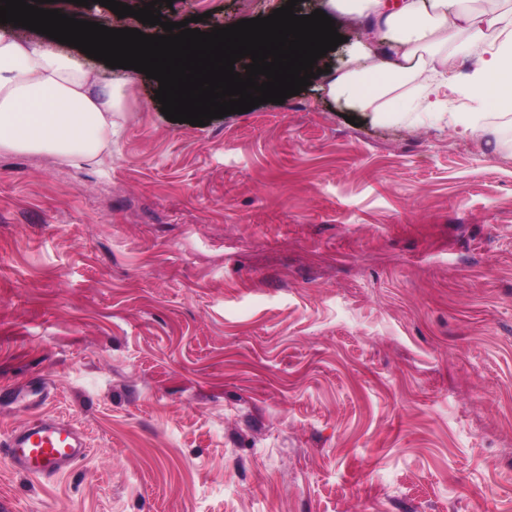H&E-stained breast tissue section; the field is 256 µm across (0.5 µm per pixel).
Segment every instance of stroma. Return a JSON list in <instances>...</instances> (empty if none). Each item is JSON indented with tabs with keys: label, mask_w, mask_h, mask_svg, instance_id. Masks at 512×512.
Wrapping results in <instances>:
<instances>
[{
	"label": "stroma",
	"mask_w": 512,
	"mask_h": 512,
	"mask_svg": "<svg viewBox=\"0 0 512 512\" xmlns=\"http://www.w3.org/2000/svg\"><path fill=\"white\" fill-rule=\"evenodd\" d=\"M287 0H173L208 32ZM129 78L99 163L0 152V512H512V120L320 91L193 126ZM356 123H348V116ZM0 454L13 468L31 476L60 472L87 455L84 435L71 423L49 416H36L4 441Z\"/></svg>",
	"instance_id": "1"
}]
</instances>
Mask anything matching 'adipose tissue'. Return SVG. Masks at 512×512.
Instances as JSON below:
<instances>
[{"label":"adipose tissue","mask_w":512,"mask_h":512,"mask_svg":"<svg viewBox=\"0 0 512 512\" xmlns=\"http://www.w3.org/2000/svg\"><path fill=\"white\" fill-rule=\"evenodd\" d=\"M364 20L384 57L365 46L330 95L379 119L438 114L455 92L477 108L512 111V0H328ZM472 60L466 77L457 58ZM125 80L98 82L85 62L53 46L21 41L0 26V151L90 161L112 144L125 111Z\"/></svg>","instance_id":"adipose-tissue-1"}]
</instances>
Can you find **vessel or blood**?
Wrapping results in <instances>:
<instances>
[{"label":"vessel or blood","instance_id":"b4317fda","mask_svg":"<svg viewBox=\"0 0 512 512\" xmlns=\"http://www.w3.org/2000/svg\"><path fill=\"white\" fill-rule=\"evenodd\" d=\"M87 452L86 439L73 424L49 416L32 418L0 443V455L31 476L56 474Z\"/></svg>","mask_w":512,"mask_h":512}]
</instances>
